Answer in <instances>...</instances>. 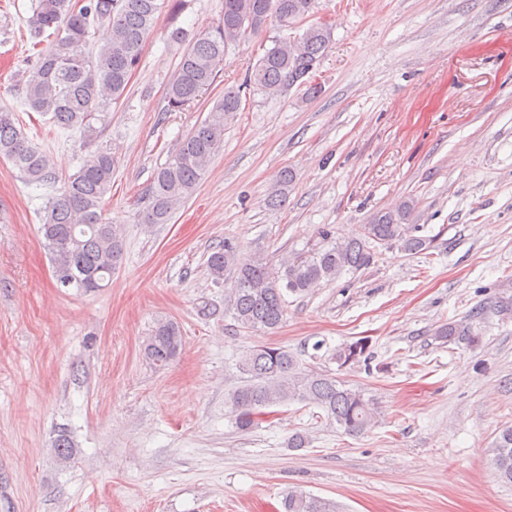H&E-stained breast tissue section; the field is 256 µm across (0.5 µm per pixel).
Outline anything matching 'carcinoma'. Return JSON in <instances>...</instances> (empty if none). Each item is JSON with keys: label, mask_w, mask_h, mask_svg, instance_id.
I'll use <instances>...</instances> for the list:
<instances>
[{"label": "carcinoma", "mask_w": 512, "mask_h": 512, "mask_svg": "<svg viewBox=\"0 0 512 512\" xmlns=\"http://www.w3.org/2000/svg\"><path fill=\"white\" fill-rule=\"evenodd\" d=\"M186 0H35L33 37L53 30L50 48L29 59L30 69L21 74L24 105L50 116L63 130H80L96 136L92 120H100L105 99H120L132 72L139 66L142 45L154 26L156 15L167 8L169 42L181 48L180 61L170 80L160 112H181L199 100L211 87L224 52L230 45L261 32L268 24L292 26L306 21L315 0H224L217 23L207 31L189 35L177 25ZM106 25L109 39L86 50L91 29ZM332 42V28L323 22L309 24L302 35L276 42L265 50L246 76L245 83L277 94L301 83L317 93L312 84L316 64ZM240 88H224L208 115L182 138L178 148L154 173L143 197L140 219L144 224H167L175 211L196 190L212 157L224 142V124L239 111ZM0 156L7 158L30 184L58 182L50 157L32 146L15 112L0 109ZM116 157L102 147L88 157L78 172L51 196L41 216L40 232L58 287L61 277L73 280L71 287L83 293L108 286L124 256V240L118 225L103 217V200L112 187ZM293 181L289 169L280 172L271 185L267 204H285ZM415 208L411 200L377 212L369 223L344 242L331 240L321 231L319 244L295 256L272 263L261 254L246 255L231 241L207 259L215 282L228 285L225 309L247 329L273 333L280 328L287 310V296L303 295L332 282L342 272L358 271L373 261L371 245L396 247L418 253L430 248V240L417 235L410 223ZM434 339L445 343L479 342L471 326L448 322L434 330ZM182 349L177 322L159 319L147 338L144 352L156 367L169 365ZM372 359L368 340L346 343L335 353L340 368ZM242 384L229 394L236 428L246 432L272 414V409L292 401L321 409L336 428L358 435L376 423L378 408L365 391L339 377L306 370L298 357L282 346L259 345L243 354L238 363ZM60 460L74 455V443L62 431L54 440ZM494 465L499 478L512 483V426L501 430L494 444ZM284 512H336V503L298 490L285 493Z\"/></svg>", "instance_id": "obj_1"}]
</instances>
